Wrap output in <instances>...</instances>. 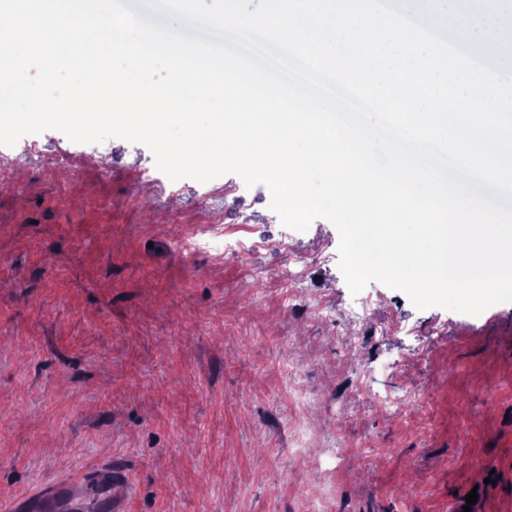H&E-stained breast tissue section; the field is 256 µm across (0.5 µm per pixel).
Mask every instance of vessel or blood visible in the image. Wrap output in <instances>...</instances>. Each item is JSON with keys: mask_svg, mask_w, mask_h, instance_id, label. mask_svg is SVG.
Returning a JSON list of instances; mask_svg holds the SVG:
<instances>
[{"mask_svg": "<svg viewBox=\"0 0 512 512\" xmlns=\"http://www.w3.org/2000/svg\"><path fill=\"white\" fill-rule=\"evenodd\" d=\"M122 480L111 463H103L1 499L0 512H123L122 501L112 492Z\"/></svg>", "mask_w": 512, "mask_h": 512, "instance_id": "obj_1", "label": "vessel or blood"}]
</instances>
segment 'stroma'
Segmentation results:
<instances>
[{
    "label": "stroma",
    "mask_w": 512,
    "mask_h": 512,
    "mask_svg": "<svg viewBox=\"0 0 512 512\" xmlns=\"http://www.w3.org/2000/svg\"><path fill=\"white\" fill-rule=\"evenodd\" d=\"M102 148L108 172L56 180L40 162L0 185V497L109 462L127 512H448L474 489L480 512H512V303L419 310L374 281L387 331L353 333L336 226L288 232L267 186L211 180L225 230L328 255L303 290L332 320L296 317L269 286L288 256L177 251L192 190L135 181L155 165L145 144ZM294 351L316 472L280 369Z\"/></svg>",
    "instance_id": "stroma-1"
}]
</instances>
